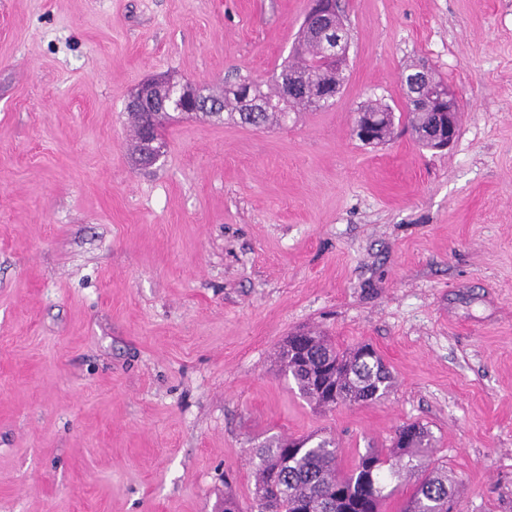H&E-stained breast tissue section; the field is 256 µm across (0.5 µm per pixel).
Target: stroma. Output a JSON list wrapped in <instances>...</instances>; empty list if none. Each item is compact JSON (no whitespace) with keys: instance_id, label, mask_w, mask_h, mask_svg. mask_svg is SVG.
Listing matches in <instances>:
<instances>
[{"instance_id":"1","label":"stroma","mask_w":512,"mask_h":512,"mask_svg":"<svg viewBox=\"0 0 512 512\" xmlns=\"http://www.w3.org/2000/svg\"><path fill=\"white\" fill-rule=\"evenodd\" d=\"M339 3L332 106L176 117L144 168L131 92L270 84L307 0H0V512H222L273 435L347 468L407 421L458 512H512V0ZM422 63L457 96L444 151L404 129ZM376 101L395 130L372 146ZM307 330L370 345L391 393L306 402L278 353ZM360 111L365 114H371L377 119V133L373 123L364 116V113H358V121H356L355 132L357 137L366 141L374 142L378 134L379 142L390 137L394 127V113L387 107L376 105H366L361 107ZM377 142V143H379Z\"/></svg>"}]
</instances>
